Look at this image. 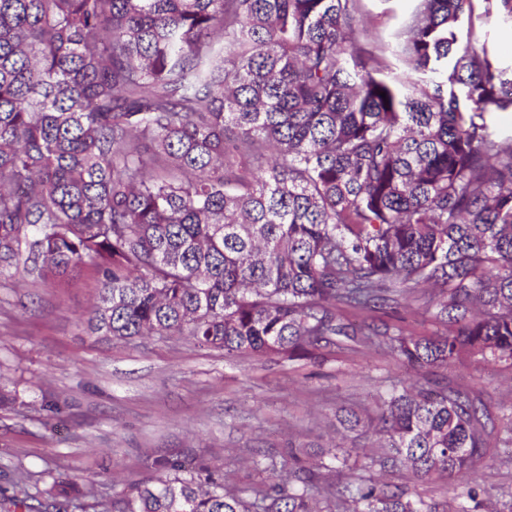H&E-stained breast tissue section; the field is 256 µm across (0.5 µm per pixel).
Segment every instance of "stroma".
<instances>
[{
	"label": "stroma",
	"instance_id": "stroma-1",
	"mask_svg": "<svg viewBox=\"0 0 512 512\" xmlns=\"http://www.w3.org/2000/svg\"><path fill=\"white\" fill-rule=\"evenodd\" d=\"M412 0H364L368 25L389 37ZM477 0L472 32L491 58L512 65V26L488 27ZM91 265L31 284L0 288V389L16 397L0 408V491L17 474L30 493L47 488L50 475L84 484L95 494L78 497L72 512H100L126 483L154 482L159 457L194 459L245 490L271 483L274 471L254 460L288 464L289 446L322 455L333 475L357 476L367 460L370 436L357 439L350 466L328 455L336 438L338 408L375 412L377 398L404 378L400 363L374 349L332 348L323 364L282 356H225L185 339L150 337L131 342L90 335L79 318L98 295ZM431 385L461 386L482 399L502 422L512 416V369L475 361L435 370ZM492 442L472 479L512 492L511 454Z\"/></svg>",
	"mask_w": 512,
	"mask_h": 512
}]
</instances>
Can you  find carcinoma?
<instances>
[{"instance_id":"1","label":"carcinoma","mask_w":512,"mask_h":512,"mask_svg":"<svg viewBox=\"0 0 512 512\" xmlns=\"http://www.w3.org/2000/svg\"><path fill=\"white\" fill-rule=\"evenodd\" d=\"M483 17L512 24V0ZM474 0H414L376 53L362 0H0V278L85 261L94 336H186L228 355L325 359L339 338L417 377L464 357L512 368V66L474 35ZM386 96H381V93ZM423 302L432 335L351 328L346 309ZM377 418L368 468L328 480L288 448V482L250 497L160 458L103 512H512L472 485L498 428L460 387L414 379ZM442 474L453 502L410 482ZM24 478L0 512H67ZM462 499L467 505H456Z\"/></svg>"}]
</instances>
